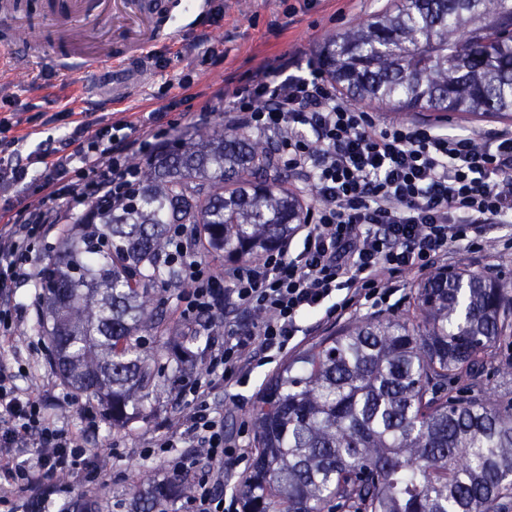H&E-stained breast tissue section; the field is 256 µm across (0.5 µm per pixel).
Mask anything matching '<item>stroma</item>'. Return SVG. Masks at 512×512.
Returning <instances> with one entry per match:
<instances>
[{
	"mask_svg": "<svg viewBox=\"0 0 512 512\" xmlns=\"http://www.w3.org/2000/svg\"><path fill=\"white\" fill-rule=\"evenodd\" d=\"M222 6L223 16L210 26L193 23L177 27L171 41L154 49L155 60L149 71L137 83L130 98L121 104H113L112 96L93 86L91 79L82 73H58L45 77L40 59H32L26 70L13 73L0 82V91L9 95L18 111L32 116L31 126L39 138H58L71 131L69 121L62 120L47 126L37 121L38 113L61 112L73 109L90 112L94 117H110L113 111H121L128 120L134 121L145 112H166L168 119L177 121L178 131L169 133L171 148L194 138L197 131L225 124L223 113L201 114L205 102L214 96L231 99L239 82L276 59L296 50L318 55L323 40L331 33L341 32L367 21L382 8H391L396 0H313L309 8L288 13L283 0H214ZM207 32L215 46L223 48L224 60L220 65H201V53L196 37ZM190 78L188 92L195 96L191 110H169V103L183 96L186 90L180 85L181 78ZM368 111L380 124L390 122L419 121L439 126L450 133L491 134L512 129V120L492 116L471 117L457 113L394 112L389 108L371 104ZM512 237V224H494L484 232V244L478 248H457L447 263L451 269H468L483 272L501 279L512 289V249L503 245ZM419 274L408 272L392 282L393 294L387 303L376 308L363 307L339 318H334L312 331L298 337L297 349H305L321 336L338 330L352 321L377 316L401 315L412 308ZM17 300L24 307V319L20 324L15 342L14 356L23 368L17 380L21 388L48 390L54 393L67 391L68 386L43 355L32 351L38 337L34 331L37 318L35 297L30 292H20ZM178 337H168L160 344L155 361L154 392L144 412L133 417L121 427H112L109 421H101L100 431L90 445L92 453L112 458V471L104 497L112 501V512H129L127 491L138 485L144 469H152L160 480H172L169 458L179 457L180 449L174 448L168 457L144 458L142 441L159 430L165 417L171 414V405L178 390V382L184 375L199 370V363L177 358L173 348ZM285 355H276L272 363L257 368L249 383L226 384L224 388V428L227 433H242V443L249 457L255 454L256 437L251 413L266 383L285 362ZM476 388L492 387L503 400L512 399V341L503 340L495 358L477 379Z\"/></svg>",
	"mask_w": 512,
	"mask_h": 512,
	"instance_id": "obj_1",
	"label": "stroma"
}]
</instances>
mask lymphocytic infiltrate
<instances>
[{
    "mask_svg": "<svg viewBox=\"0 0 512 512\" xmlns=\"http://www.w3.org/2000/svg\"><path fill=\"white\" fill-rule=\"evenodd\" d=\"M12 104L0 97V109L10 110L0 116V349L16 340L18 290L43 280L36 246L50 247L87 207L128 204L142 181L139 158L168 147L161 115L151 112L136 124L76 121L26 154ZM207 109L269 135L279 164L313 203L297 228L300 251L283 244L244 270H215L201 256L197 228L170 227L169 259L188 283L177 292L179 315L204 327L208 340L203 371L176 395L178 415L148 445L163 453L178 442L188 447L172 466L194 488L187 512H223L224 467L243 455L216 410L226 383L249 382L255 366L312 331V319L378 305L395 274L428 272L455 246H474L486 225L512 224V129L485 137L426 123L378 125L312 60L260 70L231 101ZM15 378L0 362V512H40L72 488L98 496L108 464L88 450L96 413L87 411L82 429L60 426L48 414L53 399L19 389ZM24 448L32 456L19 458ZM59 473L69 486L53 484Z\"/></svg>",
    "mask_w": 512,
    "mask_h": 512,
    "instance_id": "lymphocytic-infiltrate-1",
    "label": "lymphocytic infiltrate"
}]
</instances>
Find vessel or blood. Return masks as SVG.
<instances>
[{"instance_id":"obj_1","label":"vessel or blood","mask_w":512,"mask_h":512,"mask_svg":"<svg viewBox=\"0 0 512 512\" xmlns=\"http://www.w3.org/2000/svg\"><path fill=\"white\" fill-rule=\"evenodd\" d=\"M107 0H60L53 13L55 26L44 30L21 11L8 10L0 21L12 25L25 35L26 42L53 43L45 65L50 69L74 67L92 72L106 66L112 72V99L121 101L133 81L147 69L153 48L169 41L174 31L157 25L164 7L163 0H134L130 10H114L111 17L126 29L123 44L94 41L92 33L80 26L83 15L100 10Z\"/></svg>"}]
</instances>
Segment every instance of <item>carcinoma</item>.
<instances>
[{"mask_svg":"<svg viewBox=\"0 0 512 512\" xmlns=\"http://www.w3.org/2000/svg\"><path fill=\"white\" fill-rule=\"evenodd\" d=\"M321 62L361 104L512 117V0H402L326 37ZM303 213L267 140L208 128L148 163L135 201L98 204L45 265L38 332L78 395L113 425L143 407L170 332L154 290L188 287L166 261L169 225L204 251L253 263ZM512 336V290L478 272H431L407 316L349 323L285 362L253 414L243 512H512V401L452 384L482 374ZM191 486L144 471L131 512Z\"/></svg>","mask_w":512,"mask_h":512,"instance_id":"cac0c4a2","label":"carcinoma"}]
</instances>
